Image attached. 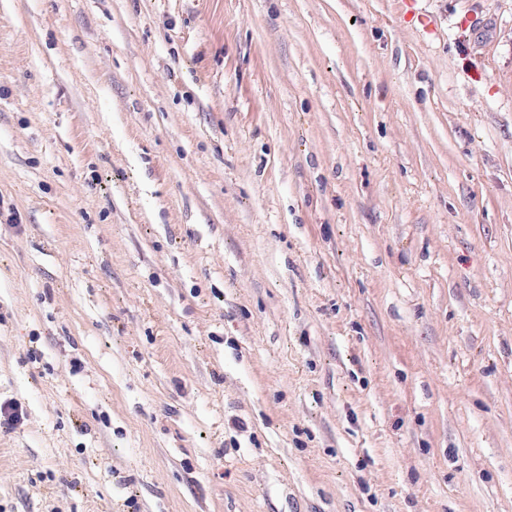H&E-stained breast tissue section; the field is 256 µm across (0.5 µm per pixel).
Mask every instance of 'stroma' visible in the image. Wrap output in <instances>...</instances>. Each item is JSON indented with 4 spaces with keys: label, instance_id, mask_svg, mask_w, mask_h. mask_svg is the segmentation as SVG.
<instances>
[{
    "label": "stroma",
    "instance_id": "stroma-1",
    "mask_svg": "<svg viewBox=\"0 0 512 512\" xmlns=\"http://www.w3.org/2000/svg\"><path fill=\"white\" fill-rule=\"evenodd\" d=\"M0 512H512V0H0Z\"/></svg>",
    "mask_w": 512,
    "mask_h": 512
}]
</instances>
